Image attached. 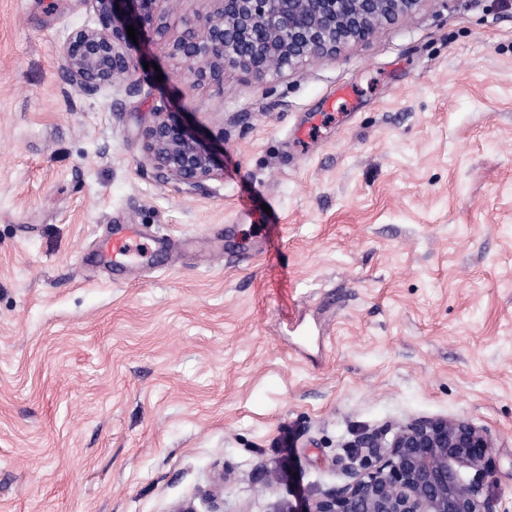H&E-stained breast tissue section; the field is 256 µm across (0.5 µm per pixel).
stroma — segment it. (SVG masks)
I'll return each instance as SVG.
<instances>
[{
  "label": "stroma",
  "mask_w": 512,
  "mask_h": 512,
  "mask_svg": "<svg viewBox=\"0 0 512 512\" xmlns=\"http://www.w3.org/2000/svg\"><path fill=\"white\" fill-rule=\"evenodd\" d=\"M208 9L88 95L60 50L89 0H0V512H293L416 418L487 430L512 512V0L220 89L171 54ZM160 105L223 141L204 189L148 164ZM116 224L189 247L116 269Z\"/></svg>",
  "instance_id": "stroma-1"
}]
</instances>
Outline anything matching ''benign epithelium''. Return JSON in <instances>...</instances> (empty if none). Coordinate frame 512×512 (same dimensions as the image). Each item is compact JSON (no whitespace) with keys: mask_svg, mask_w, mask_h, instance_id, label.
I'll use <instances>...</instances> for the list:
<instances>
[{"mask_svg":"<svg viewBox=\"0 0 512 512\" xmlns=\"http://www.w3.org/2000/svg\"><path fill=\"white\" fill-rule=\"evenodd\" d=\"M97 26L71 32L61 48L70 83L94 94L135 78L144 35H166L161 15L174 0H89ZM211 9L182 21L173 55L196 81L224 85V70L256 78L280 73L311 56L332 57L351 41L412 12L420 0H210ZM134 26L136 40L127 35ZM157 175L199 190L222 171L224 155L160 106L142 135ZM343 470L348 482L305 501L300 512H496L488 482L490 435L464 418L417 419L393 431L361 433Z\"/></svg>","mask_w":512,"mask_h":512,"instance_id":"benign-epithelium-1","label":"benign epithelium"}]
</instances>
